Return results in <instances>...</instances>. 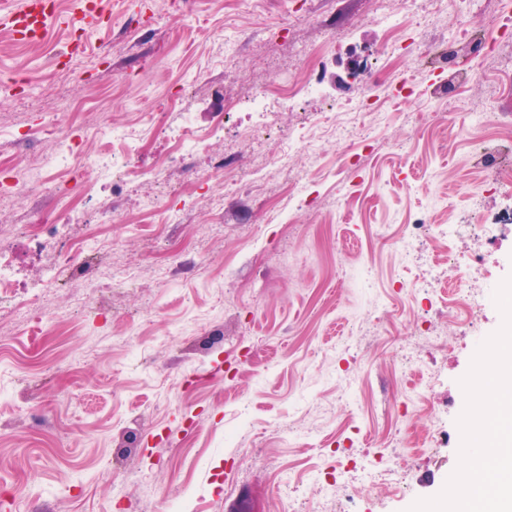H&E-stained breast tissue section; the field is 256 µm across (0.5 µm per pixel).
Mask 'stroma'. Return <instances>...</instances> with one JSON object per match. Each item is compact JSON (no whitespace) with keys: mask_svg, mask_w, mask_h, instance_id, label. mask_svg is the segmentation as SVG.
I'll use <instances>...</instances> for the list:
<instances>
[{"mask_svg":"<svg viewBox=\"0 0 512 512\" xmlns=\"http://www.w3.org/2000/svg\"><path fill=\"white\" fill-rule=\"evenodd\" d=\"M50 23L54 50H83L55 64L41 42L0 43V159L25 169L13 145L18 129L41 133L49 152L77 136L93 153L105 132L153 117L134 163L143 177L124 187L79 172L90 185L83 221L34 242L23 234L0 241L19 293L40 282L46 254L66 251L68 238L108 232L113 247L92 268L79 265L39 306L0 304V512H163L186 498L192 512H227L247 493L256 512H319L316 475L345 467L358 512H408L437 495L459 461L457 419L465 406L459 384L481 342L502 323L487 303L478 331L459 310L402 288L410 273L399 242L417 215L470 221L478 198L490 224L512 225V193L491 189L470 153L479 139L512 141V32L474 58L456 39L467 74L424 64L414 49L391 55L375 14L378 0H96L93 26L74 21L85 0H57ZM466 29L480 32L512 16V0H458ZM187 111L173 109L191 75ZM315 79L326 97L253 113L252 93L272 77ZM32 95L16 94L20 78ZM386 78L398 107L381 109L364 127L347 128L345 112L369 82ZM503 122L473 128L468 111ZM336 115L337 132L321 133L313 151L289 156L288 171L270 168L265 185L251 175L261 153L289 134ZM224 133L178 155L174 131L184 118ZM260 126L263 152L242 143ZM172 162L168 190L153 179ZM301 194L285 197L286 176ZM199 202L182 224L159 225L144 202ZM116 209L108 222L103 202ZM482 248L493 283L512 275V236L453 248L464 257ZM135 269V283L122 281ZM105 289L87 291V275ZM83 305L74 308L73 294ZM386 317L370 325L373 307ZM64 312V323L41 310ZM448 344L429 352L421 320ZM435 373L427 410L402 431L423 435L441 426L440 447L405 452L407 490L369 486L352 459L387 451L385 407H400L405 382L400 351ZM247 405L248 418L236 412Z\"/></svg>","mask_w":512,"mask_h":512,"instance_id":"stroma-1","label":"stroma"}]
</instances>
